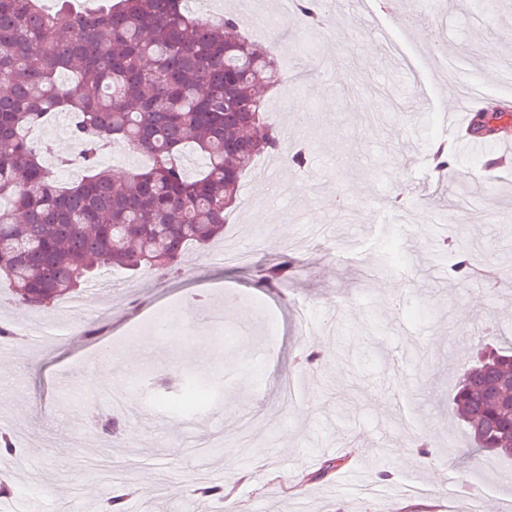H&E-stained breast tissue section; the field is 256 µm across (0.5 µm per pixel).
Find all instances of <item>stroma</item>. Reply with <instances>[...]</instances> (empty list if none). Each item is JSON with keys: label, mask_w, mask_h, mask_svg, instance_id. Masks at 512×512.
I'll use <instances>...</instances> for the list:
<instances>
[{"label": "stroma", "mask_w": 512, "mask_h": 512, "mask_svg": "<svg viewBox=\"0 0 512 512\" xmlns=\"http://www.w3.org/2000/svg\"><path fill=\"white\" fill-rule=\"evenodd\" d=\"M472 0L433 10L426 0H366L365 14L342 7L325 28L289 18L262 44L303 46L289 73L306 79L273 123L292 145H308L306 170L280 160L282 178L245 175L224 241L244 254L220 262L215 250H187L186 275L171 282L154 270L113 273L90 284L97 315L62 321L59 304L32 309L0 302V325L30 326L39 343L0 353V429L15 432L22 458L0 456L12 495L0 512H47L50 493L65 501L123 490L131 504L158 495L157 512L176 499L200 504L196 484L223 471L233 512H452L479 499L483 512H512V459L469 450L451 395L480 345L512 340V126L480 151L456 148L452 176L430 173V146L452 142L448 107L463 86L512 108V0L493 21ZM464 85H457V77ZM427 113L420 133L409 116ZM59 181H70L65 115L35 132ZM321 237L325 247L299 257L287 286L255 288L253 267L273 261L288 237ZM469 247L497 285L459 281L442 258L423 276L439 240ZM390 256L388 266L376 265ZM238 309L226 311V295ZM471 307L459 325L456 313ZM178 338L211 335L202 371L224 379L207 411L147 410L150 395L177 399L188 376L169 358L176 340H157L159 321L179 313ZM96 337H88V330ZM320 349L322 364L297 363ZM139 357V381L117 364ZM302 395L285 409L281 391ZM127 389L121 434L99 432L82 416L108 414L112 393ZM326 478H319L321 468ZM358 473L375 496L352 489Z\"/></svg>", "instance_id": "1"}]
</instances>
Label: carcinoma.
<instances>
[{
    "instance_id": "obj_1",
    "label": "carcinoma",
    "mask_w": 512,
    "mask_h": 512,
    "mask_svg": "<svg viewBox=\"0 0 512 512\" xmlns=\"http://www.w3.org/2000/svg\"><path fill=\"white\" fill-rule=\"evenodd\" d=\"M315 27L326 0H294ZM270 50L239 32L229 14L205 20L188 0H102L94 11L72 0H0V279L14 298L42 307L111 271L181 273L190 246L221 239L241 179L258 157L279 155L263 92L279 85ZM68 118L82 174L61 185L30 129ZM501 112H479L474 135L491 132ZM121 145L150 160L122 181L100 155ZM204 158L189 177L185 149ZM294 258L282 253L257 270L260 288L285 285ZM475 275L457 252L454 279ZM512 346L485 352L452 397L474 445L512 457Z\"/></svg>"
}]
</instances>
